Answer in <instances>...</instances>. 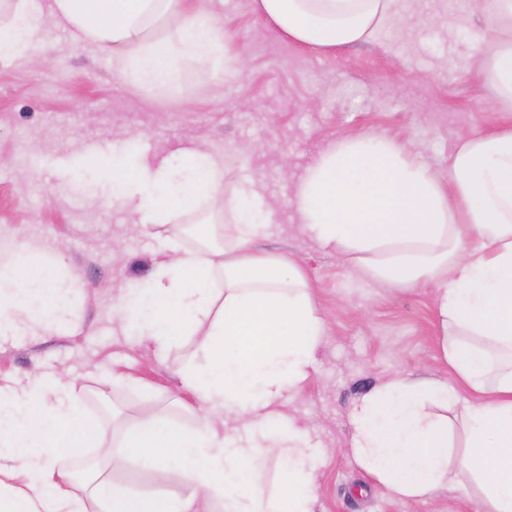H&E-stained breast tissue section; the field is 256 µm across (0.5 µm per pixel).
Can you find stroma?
I'll return each mask as SVG.
<instances>
[{
  "label": "stroma",
  "instance_id": "obj_1",
  "mask_svg": "<svg viewBox=\"0 0 512 512\" xmlns=\"http://www.w3.org/2000/svg\"><path fill=\"white\" fill-rule=\"evenodd\" d=\"M213 14L238 72L179 66L176 87L116 79L109 53L55 30L26 54L0 53V254L17 244L64 245L77 330L0 339V385L62 372L109 439L149 413L194 427L199 411L178 371L197 339L168 356L115 328L119 297L148 278L169 242L130 231L112 206L114 170L153 163L183 147L223 158L224 193L260 187L279 222L252 249L292 259L312 288L324 331L309 380L278 406L308 435L317 458L315 512H476L465 485L405 501L348 454L349 412L391 377L445 379L434 286L373 287L368 275L296 222L290 177L347 133L375 134L420 156L440 182L459 137L512 125L493 109L479 71L496 27L482 0H403L402 16L373 39L333 53L282 39L251 0H187ZM112 479L135 491L172 490L159 468L114 458Z\"/></svg>",
  "mask_w": 512,
  "mask_h": 512
}]
</instances>
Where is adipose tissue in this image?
Listing matches in <instances>:
<instances>
[{
	"label": "adipose tissue",
	"mask_w": 512,
	"mask_h": 512,
	"mask_svg": "<svg viewBox=\"0 0 512 512\" xmlns=\"http://www.w3.org/2000/svg\"><path fill=\"white\" fill-rule=\"evenodd\" d=\"M399 0H252L254 11L307 50L333 53L373 38L399 17ZM499 37L482 75L493 107L512 108V0H485ZM111 52L114 74L171 87L183 61L221 60L223 35L184 0H9L0 42L25 52L49 30ZM223 161L185 150L175 162L114 172L116 208L132 207L136 228L166 227L202 209L230 212L224 251L172 243L148 280L120 305L122 331L165 353L183 337L199 356L180 376L203 411L186 430L144 415L113 445L80 411L81 394L61 374L0 385V512H315L316 457L305 435L275 409L311 375L323 333L305 274L292 261L253 251L277 222L254 185L225 196ZM441 186L431 168L379 136L345 135L292 182L291 206L322 246L336 249L377 286L437 287L447 380L396 377L350 412V455L398 497L420 500L472 480L481 512H512V127L464 136ZM24 250L0 259V338L49 336L75 327L73 284ZM223 287H216V278ZM462 406L467 450L448 459V423L428 407ZM98 464L77 475V449ZM164 468L187 493H137L104 465L116 452ZM279 460L267 486L264 467Z\"/></svg>",
	"instance_id": "obj_1"
}]
</instances>
